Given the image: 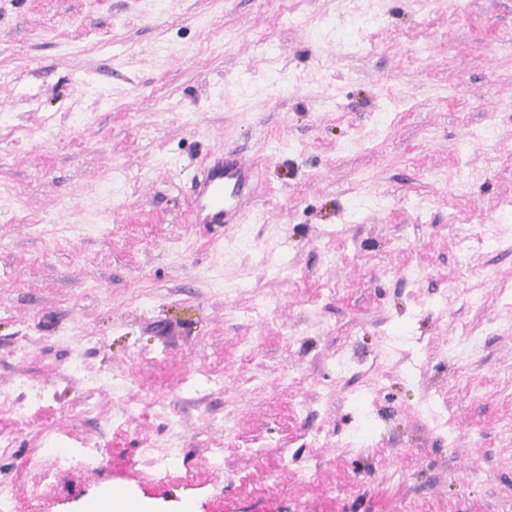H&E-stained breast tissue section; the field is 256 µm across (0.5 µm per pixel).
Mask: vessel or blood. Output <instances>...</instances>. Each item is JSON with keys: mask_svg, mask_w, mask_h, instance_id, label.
I'll list each match as a JSON object with an SVG mask.
<instances>
[{"mask_svg": "<svg viewBox=\"0 0 512 512\" xmlns=\"http://www.w3.org/2000/svg\"><path fill=\"white\" fill-rule=\"evenodd\" d=\"M253 172L238 155L216 154L196 184L190 210L193 223L229 224L238 220Z\"/></svg>", "mask_w": 512, "mask_h": 512, "instance_id": "1", "label": "vessel or blood"}]
</instances>
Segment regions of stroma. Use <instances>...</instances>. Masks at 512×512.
I'll return each mask as SVG.
<instances>
[{"label": "stroma", "mask_w": 512, "mask_h": 512, "mask_svg": "<svg viewBox=\"0 0 512 512\" xmlns=\"http://www.w3.org/2000/svg\"><path fill=\"white\" fill-rule=\"evenodd\" d=\"M368 6L0 0V389L46 392L15 512H512V0H383L347 47ZM221 149L258 201L188 223ZM47 426L92 451L50 481ZM379 22V16L373 13H367L364 15H360L358 17H354L351 19L350 28L346 35L343 37L350 42H355L357 40L363 41V35L369 31L375 29ZM351 35V39H350ZM178 439L171 437L162 444L149 442L140 448L143 464L146 468L163 473L178 464L180 455ZM87 509L88 512H157L149 502L114 488L89 501Z\"/></svg>", "instance_id": "obj_1"}]
</instances>
